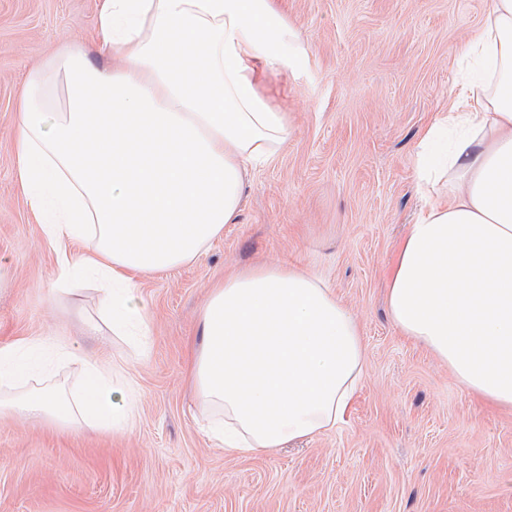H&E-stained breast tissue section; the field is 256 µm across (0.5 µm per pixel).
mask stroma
Wrapping results in <instances>:
<instances>
[{"label":"stroma","instance_id":"obj_1","mask_svg":"<svg viewBox=\"0 0 512 512\" xmlns=\"http://www.w3.org/2000/svg\"><path fill=\"white\" fill-rule=\"evenodd\" d=\"M100 0H0V340L65 335L86 350L91 285L55 292L54 249L17 172V102L59 49L110 63ZM304 49L264 89L291 133L249 171L236 223L192 262L139 276L145 347L128 360L134 426L112 434L0 419V512H512V407L463 388L403 336L386 306L399 242L420 206L419 141L463 92L458 50L488 0H274ZM260 264L293 265L355 316L365 373L343 424L238 454L199 428L189 344L208 286Z\"/></svg>","mask_w":512,"mask_h":512}]
</instances>
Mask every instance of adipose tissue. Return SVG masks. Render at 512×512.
Masks as SVG:
<instances>
[{
    "instance_id": "1",
    "label": "adipose tissue",
    "mask_w": 512,
    "mask_h": 512,
    "mask_svg": "<svg viewBox=\"0 0 512 512\" xmlns=\"http://www.w3.org/2000/svg\"><path fill=\"white\" fill-rule=\"evenodd\" d=\"M97 37L112 66L72 48L33 71L18 102L21 188L58 283L89 275L118 336L144 332L134 277L194 260L240 213L249 169L288 138V115L260 75L302 49L272 0H102ZM462 98L419 144L423 205L387 282L393 325L446 363L460 385L512 406V0H489L460 49ZM191 367L199 414L218 446L272 453L336 427L364 373L359 326L335 293L286 265L210 287ZM75 387L44 380L51 356ZM139 399L122 364L77 342L0 345V417L122 431Z\"/></svg>"
}]
</instances>
